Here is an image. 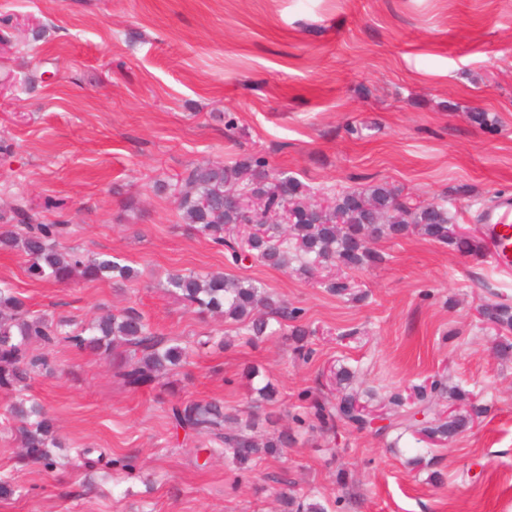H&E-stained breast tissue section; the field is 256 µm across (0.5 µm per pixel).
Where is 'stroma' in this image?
<instances>
[{
  "instance_id": "35a3bbf8",
  "label": "stroma",
  "mask_w": 512,
  "mask_h": 512,
  "mask_svg": "<svg viewBox=\"0 0 512 512\" xmlns=\"http://www.w3.org/2000/svg\"><path fill=\"white\" fill-rule=\"evenodd\" d=\"M1 72L15 85L0 94V213L25 199L43 221H70L62 248L112 255L138 279L35 281L23 253L0 250V282L35 313L81 322L133 307L167 336L230 344L193 352L169 388L138 391L109 361L58 346L53 373L29 387L58 422L53 471L18 464L0 394V477L23 488L0 512H279L290 491L317 492L329 512H512V359L478 315L512 304V276L417 234L387 238L381 264L348 271L366 294L354 301L289 269L230 263L188 229L176 190L199 163L259 154L307 188L381 182L479 232L481 210L512 192V0H0ZM179 269L252 279L302 308L312 356L189 311L164 286ZM251 366L274 402L256 401ZM342 366L378 417L389 394L434 381L470 393L436 397L434 413L481 415L424 449L374 426L295 423L311 398L335 402ZM211 398L230 415L274 412L259 432L287 429L293 443L246 469L204 458L167 410ZM79 448L137 470L114 486Z\"/></svg>"
}]
</instances>
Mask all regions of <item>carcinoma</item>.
<instances>
[{
	"label": "carcinoma",
	"mask_w": 512,
	"mask_h": 512,
	"mask_svg": "<svg viewBox=\"0 0 512 512\" xmlns=\"http://www.w3.org/2000/svg\"><path fill=\"white\" fill-rule=\"evenodd\" d=\"M266 161L249 155L233 167L209 162L190 170L181 193L179 206L185 223L195 234L231 250L233 260L246 256L261 264L290 268L306 278L320 268L341 265L359 270L382 261L373 248L381 237L396 238L417 232L445 244L456 252L473 257L483 256L484 241L470 232L464 233L453 224L448 209L430 203L413 207L384 184L343 190L331 200L321 216L311 219L308 208L301 203L310 197L308 189L288 176L269 177ZM238 186L266 202V208L288 211V223H269L266 213L248 215L243 209L224 203V185ZM253 223L257 233L247 247L226 237V227ZM71 233L67 221L45 224L35 218L27 204L13 209L11 220L0 225V249H18L28 261V276L36 280L68 283L79 276L89 281L112 277L115 282H131L137 271L122 265L108 254L90 255L80 248L66 254L58 252L59 242ZM165 287L177 294L190 310L220 313L241 325L251 341L270 333V320L291 322L289 339L294 352L302 357L311 354L307 345V328L298 323L300 309L274 299L264 286L247 279L229 278L222 273L194 270L169 274ZM483 321L492 325L501 336L496 351L502 356L512 354V305L486 303L481 305ZM66 342L78 350H90L112 361L122 384L136 390L160 383L189 359L191 349L175 339L157 332L149 320L133 307L117 313L105 310L85 325L67 316L33 314L13 288L0 283V391L10 392L13 401L9 412L25 421L18 429L21 451L19 462L37 464L45 469L54 466L53 449L61 447L56 436L55 420L36 398L26 394L30 370L39 366L52 371L53 347ZM447 391V387H413L415 410L406 409L398 393L391 394L387 406L392 412L389 427L422 435L433 441L452 440L471 427L473 414L453 413L447 418L430 415L432 395L428 390ZM366 406L354 390H342L336 403L315 399L308 406V419L296 417L326 428L342 422L357 429L370 426L363 414ZM173 427L185 434L209 438L217 452L238 467L248 466L264 456L275 457L288 447L291 435L280 431L264 439L253 435L254 415L243 420L224 413V405L215 399L188 400L173 404L169 410ZM284 512H328L316 496L298 498L281 494Z\"/></svg>",
	"instance_id": "carcinoma-1"
}]
</instances>
